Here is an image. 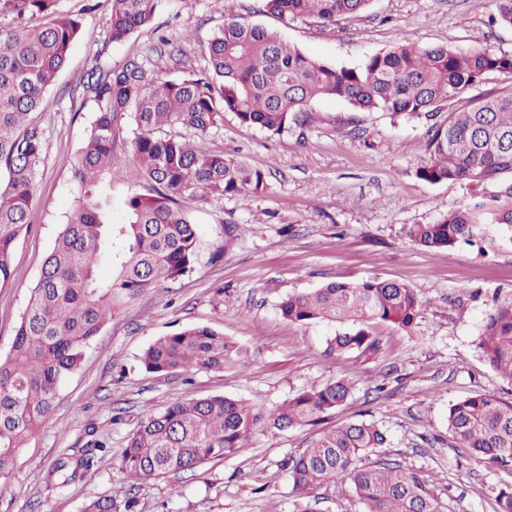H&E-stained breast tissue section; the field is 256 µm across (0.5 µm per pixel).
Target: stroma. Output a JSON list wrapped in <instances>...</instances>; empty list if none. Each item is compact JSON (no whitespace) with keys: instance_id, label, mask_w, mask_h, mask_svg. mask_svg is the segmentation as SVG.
<instances>
[{"instance_id":"35a3bbf8","label":"stroma","mask_w":512,"mask_h":512,"mask_svg":"<svg viewBox=\"0 0 512 512\" xmlns=\"http://www.w3.org/2000/svg\"><path fill=\"white\" fill-rule=\"evenodd\" d=\"M257 7L258 0L233 4L240 21L277 30L336 67L358 66L400 43L512 55V29L492 24L491 0H371L362 13L326 29L286 24ZM59 8L80 16L85 35L32 115L45 130L43 164L30 224L11 252V280L0 287L1 359L73 208L72 171L94 110L69 98V90L101 51L115 63L150 54L160 78H178L203 66L204 44L224 23L220 0H174L156 16L155 29L116 45L108 0H59ZM161 33L180 44V55L155 52ZM311 108L319 117L314 127L282 136L242 125L230 112L211 130L204 148L264 171L266 189L245 200L212 195L194 202L192 272L128 304L90 341L81 367L62 382L52 415L0 481V512H81L101 495L136 498L137 512H296L285 461L323 431L359 420L378 424L388 438L368 461L384 457L414 469L454 512H496V494L512 484V472L476 464L450 438L446 417L449 405L478 392L512 401V385L477 348L496 300L512 296V227L483 224L472 243L434 251L415 246L410 225L435 223L475 200L467 186L418 177L430 120L356 112L334 98ZM369 278L406 284L422 301L410 330L371 323L378 354L336 356L330 341L344 325H299L279 311L290 295ZM198 325L242 345L246 365L188 378L144 370L141 356L152 341ZM338 377L354 382L353 396L320 424L258 428L234 455L159 480L133 483L119 469L129 434L172 402L222 395L267 410ZM98 441L108 451L96 470L59 488L55 461L80 456Z\"/></svg>"}]
</instances>
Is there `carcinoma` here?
<instances>
[{"instance_id":"obj_1","label":"carcinoma","mask_w":512,"mask_h":512,"mask_svg":"<svg viewBox=\"0 0 512 512\" xmlns=\"http://www.w3.org/2000/svg\"><path fill=\"white\" fill-rule=\"evenodd\" d=\"M170 0H112L110 40L120 44L153 25ZM260 11L280 20H312L323 27L359 13L370 0H260ZM59 0H0L16 25L0 26V285L11 278L14 243L28 227L34 183L43 162L44 129L31 114L43 104L67 63L73 42L85 36L81 20L59 10ZM43 17L41 26L26 20ZM203 69L162 80L144 55L117 64L95 58L79 83L82 103L95 118L72 172L75 203L46 257L41 276L16 328L10 357L0 363V479L7 478L28 437L51 415L61 382L80 368L85 347L121 309L141 294L191 271L196 225L192 202L209 194L247 198L266 188L265 174L222 152L202 151L175 132L206 136L231 112L248 126L281 136L315 121L311 103L346 102L357 112L414 117L461 106L427 134L429 158L421 179L480 187L512 174V89L495 95L468 93L490 72L512 76V55L488 48H418L402 43L355 67H336L305 55L278 31L237 20L204 47ZM131 149L133 163L124 160ZM128 187L124 220L112 222L113 188ZM482 224L512 227V180L472 206L435 224H414L408 236L434 250L468 242ZM112 277L103 280L99 268ZM421 310L414 290L379 279L332 281L280 304L291 322L352 324L332 350L375 354L380 340L368 324L408 329ZM477 347L490 367L512 384V296L496 303ZM246 351L208 326H193L155 339L141 363L149 373L236 368ZM346 378L305 388L269 410H254L222 395L176 401L148 417L129 435L120 469L132 482L194 470L245 446L257 430L310 425L351 397ZM448 434L487 467L512 471V401L478 393L448 407ZM387 443L384 430L359 422L323 432L285 468L292 490H312L345 476L362 512H454L411 469L382 458L362 459ZM94 466V456L56 464L65 487ZM136 502L110 496L89 499L82 512H135Z\"/></svg>"}]
</instances>
